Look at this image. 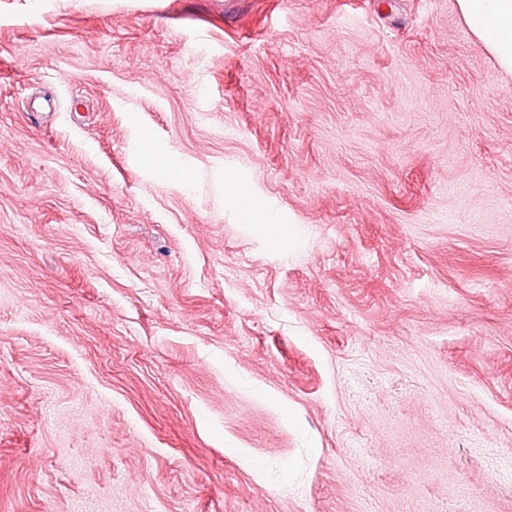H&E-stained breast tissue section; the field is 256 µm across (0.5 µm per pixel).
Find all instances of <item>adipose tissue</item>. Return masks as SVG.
<instances>
[{"label": "adipose tissue", "instance_id": "ef3b65f1", "mask_svg": "<svg viewBox=\"0 0 512 512\" xmlns=\"http://www.w3.org/2000/svg\"><path fill=\"white\" fill-rule=\"evenodd\" d=\"M472 35L512 74V0H456Z\"/></svg>", "mask_w": 512, "mask_h": 512}]
</instances>
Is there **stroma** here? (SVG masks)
<instances>
[{
  "mask_svg": "<svg viewBox=\"0 0 512 512\" xmlns=\"http://www.w3.org/2000/svg\"><path fill=\"white\" fill-rule=\"evenodd\" d=\"M0 512H512L455 0H0Z\"/></svg>",
  "mask_w": 512,
  "mask_h": 512,
  "instance_id": "obj_1",
  "label": "stroma"
}]
</instances>
